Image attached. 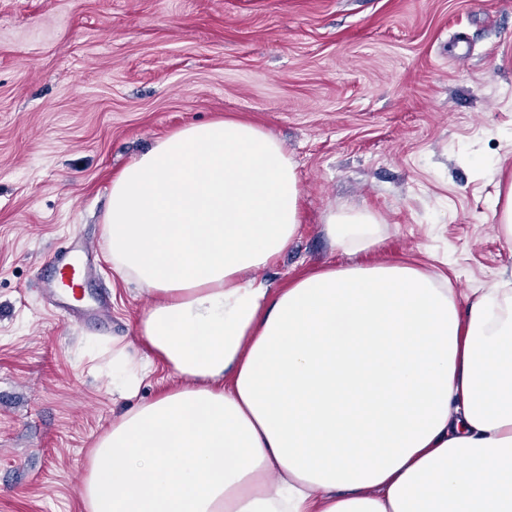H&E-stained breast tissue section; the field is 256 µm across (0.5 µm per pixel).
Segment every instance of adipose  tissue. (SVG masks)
Wrapping results in <instances>:
<instances>
[{
	"instance_id": "1",
	"label": "adipose tissue",
	"mask_w": 512,
	"mask_h": 512,
	"mask_svg": "<svg viewBox=\"0 0 512 512\" xmlns=\"http://www.w3.org/2000/svg\"><path fill=\"white\" fill-rule=\"evenodd\" d=\"M293 160L257 124L159 139L112 181V268L182 381L97 442L83 512H512V289L461 297L418 266L258 271L299 232ZM349 253L369 209L329 213Z\"/></svg>"
}]
</instances>
